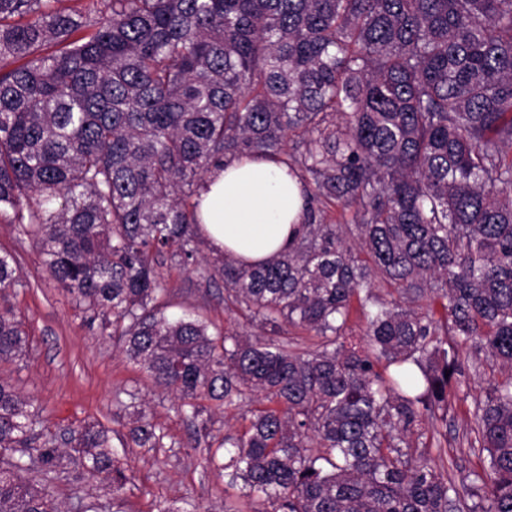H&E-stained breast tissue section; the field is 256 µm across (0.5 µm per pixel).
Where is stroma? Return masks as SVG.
Instances as JSON below:
<instances>
[{
  "label": "stroma",
  "mask_w": 512,
  "mask_h": 512,
  "mask_svg": "<svg viewBox=\"0 0 512 512\" xmlns=\"http://www.w3.org/2000/svg\"><path fill=\"white\" fill-rule=\"evenodd\" d=\"M0 251L19 262L20 285L8 295V303L25 321L30 351L23 360L0 366V374L38 409L43 428L62 432L68 427L102 424L126 469L128 481L119 495H112L72 461H65L51 483L64 512H79L92 503L97 512H156L157 505L176 504L182 512L195 507L224 512L225 502L237 503L243 512H257L258 502L242 497L229 487L222 473L207 463L209 450L193 447L194 438L205 435L223 440L225 430H241L242 421L216 414L208 423L177 410L173 396L150 392L149 383L130 363L112 336L111 319L76 302L47 280L32 237L17 225L0 223ZM165 313L199 315L212 330L229 323L224 311L222 282L205 283L197 272L177 267L168 272ZM460 373L451 385L448 409V469L460 476L482 470L486 455L476 449L471 419L473 402L490 382L501 379L497 366L472 367L469 347L459 349ZM146 390L148 420L166 435L162 448L128 447L132 408L118 405L116 392Z\"/></svg>",
  "instance_id": "stroma-1"
}]
</instances>
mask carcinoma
Returning <instances> with one entry per match:
<instances>
[{
    "mask_svg": "<svg viewBox=\"0 0 512 512\" xmlns=\"http://www.w3.org/2000/svg\"><path fill=\"white\" fill-rule=\"evenodd\" d=\"M63 2L0 0V221L181 410L260 403L224 431L228 483L258 512H512V0ZM253 153L300 180L307 222L265 263L202 268L194 197ZM170 263L224 282L260 333L165 315ZM17 266L0 255L1 297ZM28 345L0 305V362ZM460 345L508 376L475 400L488 465L456 482L430 449ZM31 407L0 378V512H61L28 478L61 459ZM129 436L165 434L139 410ZM65 444L123 490L107 428Z\"/></svg>",
    "mask_w": 512,
    "mask_h": 512,
    "instance_id": "1",
    "label": "carcinoma"
}]
</instances>
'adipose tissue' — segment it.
I'll return each mask as SVG.
<instances>
[{
  "label": "adipose tissue",
  "mask_w": 512,
  "mask_h": 512,
  "mask_svg": "<svg viewBox=\"0 0 512 512\" xmlns=\"http://www.w3.org/2000/svg\"><path fill=\"white\" fill-rule=\"evenodd\" d=\"M197 202L198 232L209 250L251 263L287 250L306 220L302 183L286 165L255 155L213 169Z\"/></svg>",
  "instance_id": "obj_1"
}]
</instances>
